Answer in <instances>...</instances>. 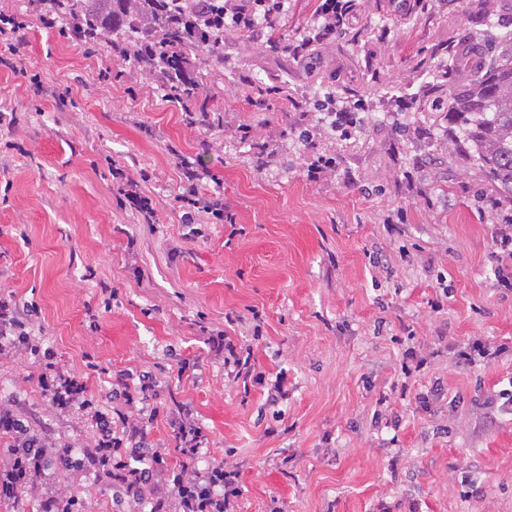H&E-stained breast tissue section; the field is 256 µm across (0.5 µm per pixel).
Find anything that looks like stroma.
I'll use <instances>...</instances> for the list:
<instances>
[{"mask_svg": "<svg viewBox=\"0 0 512 512\" xmlns=\"http://www.w3.org/2000/svg\"><path fill=\"white\" fill-rule=\"evenodd\" d=\"M315 6L288 0L274 35L191 61L203 94L188 112L138 62L105 46L85 56L28 0H0L24 23L0 41V109L16 118L0 126V282L38 305L59 365L108 367L93 396L123 370L153 377L150 438L173 467L190 410L209 439L196 467L228 453L239 466L235 512H512V415L480 417L487 391L512 384V352L462 372L448 351L512 338V292L495 277L512 251L492 240L512 204L493 205L444 112L462 48L502 53L512 0H422L407 21L395 0H359L299 63L286 47ZM321 156L335 166L309 180ZM190 172L234 224L181 222ZM129 179L154 220L130 207ZM218 331L252 345L264 384L227 376L207 343ZM407 339L426 360L409 380ZM39 371L0 356V401L90 444L89 422L43 401ZM279 375L288 397L274 408ZM469 463L476 497L457 481Z\"/></svg>", "mask_w": 512, "mask_h": 512, "instance_id": "1", "label": "stroma"}]
</instances>
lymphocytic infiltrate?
<instances>
[{"instance_id": "f902f5d3", "label": "lymphocytic infiltrate", "mask_w": 512, "mask_h": 512, "mask_svg": "<svg viewBox=\"0 0 512 512\" xmlns=\"http://www.w3.org/2000/svg\"><path fill=\"white\" fill-rule=\"evenodd\" d=\"M357 0H321L317 17L307 34L289 47L294 60H304L313 47L336 34V29L356 7ZM288 0H164L170 16L190 17L200 31L234 30L254 35L274 23ZM37 309L20 303L8 284H0V355L28 354L42 367L37 385L47 405L61 415L85 413L95 434L83 449L60 443L50 430L36 429L29 417L10 405L0 406V432L12 442L0 451V499L30 498L40 512H82L74 492L79 477L93 473L98 483L122 490L126 512H161L175 501L178 512H232L240 495L239 470L224 461L196 468L192 460L207 445L202 428L180 422L176 448L185 456L180 469H170L167 455L149 439L147 419L157 416L154 385L140 384L130 391L126 375L95 403L85 376L63 369L43 350L35 334ZM123 398L127 412L118 411L113 399Z\"/></svg>"}]
</instances>
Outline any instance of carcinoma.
I'll return each mask as SVG.
<instances>
[{
	"label": "carcinoma",
	"mask_w": 512,
	"mask_h": 512,
	"mask_svg": "<svg viewBox=\"0 0 512 512\" xmlns=\"http://www.w3.org/2000/svg\"><path fill=\"white\" fill-rule=\"evenodd\" d=\"M157 0H48L51 11L69 19L78 36L96 45L136 55L162 54L158 71L172 98L185 111L197 99L198 84L189 75V55L209 62L224 54L214 39L193 33L190 19L171 22L158 14ZM466 84L449 94L448 124L459 130L458 141L482 168L489 190L512 203V56L487 62L483 49L466 50Z\"/></svg>",
	"instance_id": "carcinoma-1"
}]
</instances>
